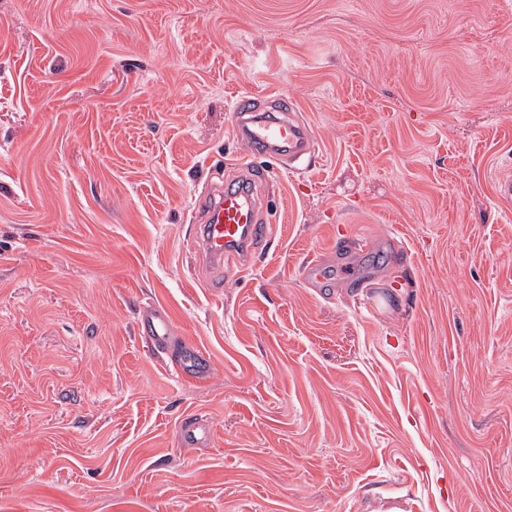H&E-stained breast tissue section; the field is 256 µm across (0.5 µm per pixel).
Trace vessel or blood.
I'll use <instances>...</instances> for the list:
<instances>
[{"label":"vessel or blood","instance_id":"obj_1","mask_svg":"<svg viewBox=\"0 0 512 512\" xmlns=\"http://www.w3.org/2000/svg\"><path fill=\"white\" fill-rule=\"evenodd\" d=\"M273 117L260 115V98L250 92L235 96L230 112L237 137L253 157L288 159L300 165L312 161V135L306 124L294 113L288 98L271 99ZM200 222L196 227L194 246L200 256L216 265L233 260L239 251L252 252L268 234L260 210L256 179L245 185L211 184L198 209ZM137 331L152 351L167 354L178 348L179 359L175 373L185 382L200 383L210 376L206 351L189 340H176L165 310L157 307L143 309ZM180 437L184 445L198 447L210 439L207 427L196 421L183 423Z\"/></svg>","mask_w":512,"mask_h":512}]
</instances>
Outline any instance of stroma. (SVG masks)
<instances>
[{"instance_id": "35a3bbf8", "label": "stroma", "mask_w": 512, "mask_h": 512, "mask_svg": "<svg viewBox=\"0 0 512 512\" xmlns=\"http://www.w3.org/2000/svg\"><path fill=\"white\" fill-rule=\"evenodd\" d=\"M242 91L315 164L217 290L192 216ZM505 177L512 0H0V512H512ZM339 255L365 287H310ZM137 331L146 346L158 354L166 355L176 343L168 315L161 308L143 309L137 321ZM175 373L184 382H205L210 376V362L206 351L198 344L182 339ZM180 437L184 445L190 447L204 446L210 439L207 427L196 422V419L185 422L180 428Z\"/></svg>"}]
</instances>
